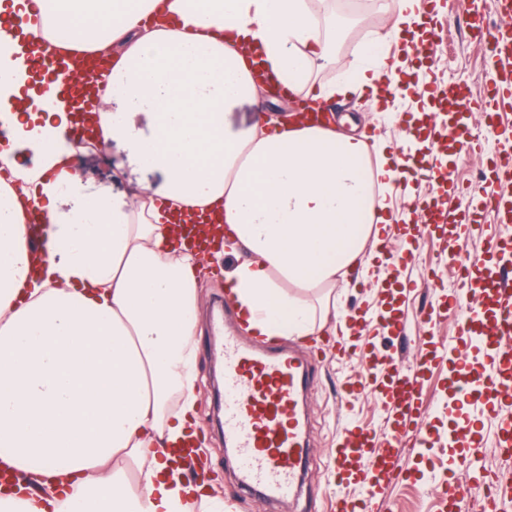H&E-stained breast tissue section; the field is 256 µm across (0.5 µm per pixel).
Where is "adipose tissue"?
Returning a JSON list of instances; mask_svg holds the SVG:
<instances>
[{
    "label": "adipose tissue",
    "mask_w": 512,
    "mask_h": 512,
    "mask_svg": "<svg viewBox=\"0 0 512 512\" xmlns=\"http://www.w3.org/2000/svg\"><path fill=\"white\" fill-rule=\"evenodd\" d=\"M312 0H10L0 6V462L18 483L0 512H195L205 486L172 477L176 447L193 442L195 336L202 269L173 232L176 210L219 226L224 286L239 318L267 338L324 328L336 285L384 281L379 249L388 195L413 160L383 138L313 126L277 112L232 132L226 114L256 102L262 68L281 99L317 105L371 88L399 97L412 55L404 32L421 0H396L383 41L354 75L316 84L342 31L321 27ZM29 28L16 33V16ZM77 29L63 48L111 58L96 112L77 115L70 78L35 74L25 42ZM126 144L159 175L130 202L85 193L73 164L88 147L65 135ZM41 227L32 243L29 225ZM376 251L366 252L367 239Z\"/></svg>",
    "instance_id": "obj_1"
}]
</instances>
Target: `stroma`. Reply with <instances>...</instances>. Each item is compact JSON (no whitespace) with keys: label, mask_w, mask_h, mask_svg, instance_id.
Masks as SVG:
<instances>
[{"label":"stroma","mask_w":512,"mask_h":512,"mask_svg":"<svg viewBox=\"0 0 512 512\" xmlns=\"http://www.w3.org/2000/svg\"><path fill=\"white\" fill-rule=\"evenodd\" d=\"M314 10L322 19L337 17L346 23L344 39L337 44L328 63L314 67V78L330 83L351 75L352 64L365 40L376 39L388 30L392 16L385 10V0H315ZM495 13V0H438L428 17V41L439 48L441 56L452 57V64L437 69L415 71L414 78L433 93L466 85L471 97L484 96L482 47L471 36L466 20L473 14L487 17ZM338 114L360 116L367 128L378 130L386 142L407 151L404 132L410 127L413 113L423 111L422 97L401 100L397 112L379 107L371 91L358 90L345 99L331 101ZM453 171L452 183L435 185L424 179L401 184L391 200L395 214L387 237L399 241L408 214L421 203L437 204L444 215L441 226L430 229L424 238L409 236L413 262L401 276L395 301L397 329L387 328L379 316L387 299L382 285L352 280L336 288L337 317L353 318L355 313H372L371 323L360 328L350 341H337L326 334L298 342V349L310 358L312 378L305 395L310 410L306 439L310 455L296 498L288 504L245 492L238 469L225 452L220 429V414L214 402L216 335L213 321L221 314L225 300L224 280L219 266H206L200 278V303L196 309L200 334L197 338L196 414L202 437L201 452L211 475L208 497L218 512H353L359 507L368 483L366 470L356 476L331 481L329 450L336 445V433L343 428H360L382 434L387 428L386 378L392 358L412 359L416 353H430L431 344L422 336L421 319L429 309L439 308L445 289L456 281L454 265L437 266L438 257L455 250L461 255L477 254L482 246L480 224L485 217L478 207L484 180L477 170L481 159L461 161L456 147H449L446 157ZM83 182L93 191H108L125 198L140 186H159V176L134 162L124 147L115 141L96 143L92 150L76 160ZM471 209L472 223H457L461 210ZM375 362L376 374H369L366 362ZM453 363L433 357L421 379L419 403L428 408L427 428L435 450L448 445V422L454 399L450 380ZM411 476L399 482L381 483L373 512H448L455 492L451 480L445 479L440 465L429 456L409 459Z\"/></svg>","instance_id":"obj_1"}]
</instances>
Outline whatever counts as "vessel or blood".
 <instances>
[{"label":"vessel or blood","mask_w":512,"mask_h":512,"mask_svg":"<svg viewBox=\"0 0 512 512\" xmlns=\"http://www.w3.org/2000/svg\"><path fill=\"white\" fill-rule=\"evenodd\" d=\"M502 20L488 28L483 15H471L470 32L485 46L483 103L467 93H459L458 104L466 111L481 110L488 121L484 131H460L459 154L468 157L485 151L484 139L493 136L495 144L511 139L500 132L496 122L500 104H512V0H499ZM98 61L79 65L81 81L72 85L78 111L94 107L93 92ZM490 175L481 206L488 210L498 230L486 238L480 253L461 257L449 253L448 260L459 268L457 285L448 295L447 312L456 321V334L442 340L444 353L455 358L453 388L462 407L461 420L449 430L450 443L461 450L448 458V476L456 483L451 512H512V477H502L495 489L472 469L482 452L477 443H468L472 422L492 419L496 429L493 447L512 455V419L500 416L505 399L512 397V280L502 270L512 262V197L502 182L501 153L491 154ZM224 359V442L235 453L241 484L245 490L260 493L283 503L292 502L297 477L305 463V428L300 399L309 380L307 360L285 347L262 350L245 345L232 327L224 329L221 350ZM427 358L391 364L394 385V413L400 423L388 427L383 436L381 457L367 455L373 433L345 430L330 452L337 473L350 472L362 465L383 463L384 477L397 479L405 474V463L416 453H430L433 441L422 426L427 413L419 405L421 374Z\"/></svg>","instance_id":"vessel-or-blood-1"}]
</instances>
